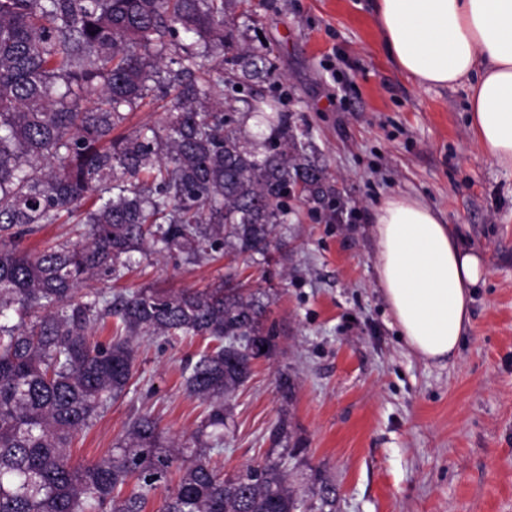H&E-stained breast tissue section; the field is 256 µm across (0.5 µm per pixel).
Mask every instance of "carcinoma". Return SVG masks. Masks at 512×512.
I'll use <instances>...</instances> for the list:
<instances>
[{"instance_id":"cac0c4a2","label":"carcinoma","mask_w":512,"mask_h":512,"mask_svg":"<svg viewBox=\"0 0 512 512\" xmlns=\"http://www.w3.org/2000/svg\"><path fill=\"white\" fill-rule=\"evenodd\" d=\"M237 2L0 0V512H146L158 492L162 512H338L336 483L296 444L232 473L211 466L225 402L275 336L236 273L203 289L94 287L154 248L265 257L288 185L315 203L333 194L276 101H216L243 78L276 77L237 37ZM153 93L167 101L160 127L114 134ZM61 221L85 226L82 240L17 250ZM112 316L120 338L94 340ZM154 335L215 342L186 366L187 391L207 403L196 435L167 440L144 415L109 455L72 465L76 436L126 392L138 341ZM304 469L302 490L290 475Z\"/></svg>"}]
</instances>
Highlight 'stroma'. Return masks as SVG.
Returning a JSON list of instances; mask_svg holds the SVG:
<instances>
[{"mask_svg":"<svg viewBox=\"0 0 512 512\" xmlns=\"http://www.w3.org/2000/svg\"><path fill=\"white\" fill-rule=\"evenodd\" d=\"M237 10L250 19L240 39L266 48L281 76L247 92L281 97L336 204L290 199L269 257L150 254L112 290L201 288L233 271L268 295L278 334L229 400L224 451L212 458L225 472L270 457L286 420L335 480L341 512H512V169L474 146L463 89L421 87L397 69L371 0H240ZM397 194L439 211L486 257L472 325L449 361L411 352L376 284L371 213ZM206 345L144 337L125 395L79 433L72 463L107 455L146 412L166 437L190 439L202 408L184 364ZM283 373L293 397L277 386Z\"/></svg>","mask_w":512,"mask_h":512,"instance_id":"stroma-1","label":"stroma"}]
</instances>
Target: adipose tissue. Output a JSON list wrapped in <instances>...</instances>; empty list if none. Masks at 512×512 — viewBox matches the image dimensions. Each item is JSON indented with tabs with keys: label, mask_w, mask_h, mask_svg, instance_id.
<instances>
[{
	"label": "adipose tissue",
	"mask_w": 512,
	"mask_h": 512,
	"mask_svg": "<svg viewBox=\"0 0 512 512\" xmlns=\"http://www.w3.org/2000/svg\"><path fill=\"white\" fill-rule=\"evenodd\" d=\"M379 38L418 86L468 91L473 140L512 169V0H374ZM377 285L407 346L425 360L456 355L471 323L482 253L442 216L403 195L373 212Z\"/></svg>",
	"instance_id": "1"
}]
</instances>
